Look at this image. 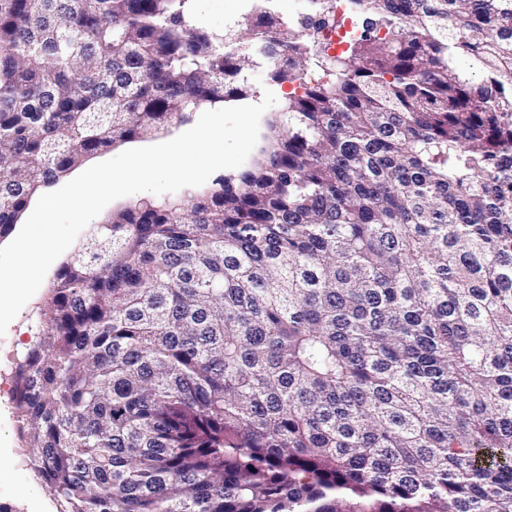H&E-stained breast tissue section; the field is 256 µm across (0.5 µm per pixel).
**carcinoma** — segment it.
<instances>
[{"label":"carcinoma","instance_id":"cac0c4a2","mask_svg":"<svg viewBox=\"0 0 512 512\" xmlns=\"http://www.w3.org/2000/svg\"><path fill=\"white\" fill-rule=\"evenodd\" d=\"M0 0V239L83 159L295 84L90 228L18 355L56 512H512V0ZM460 56L469 57L461 67ZM250 5L245 0H193L189 2L190 20L209 31L222 33L224 24L248 10ZM253 81L256 84V86L258 87V90L260 92V97H259L257 102L249 101V102L229 103V104H226L224 107H217V108L212 109V110L221 109V108H225V107H233V106H240V105L260 103L263 100L264 89L265 88L271 90L275 94V96L277 98V103L267 109V110H270V109L276 107L279 102L283 101L284 97L288 95V92H290L295 87L294 84H290L288 82H285V83H282V84L271 82L268 79V77L266 76V74L263 73V72H256V73H254Z\"/></svg>","mask_w":512,"mask_h":512}]
</instances>
